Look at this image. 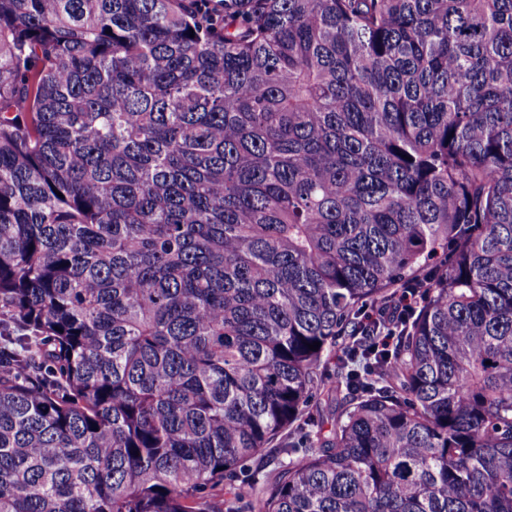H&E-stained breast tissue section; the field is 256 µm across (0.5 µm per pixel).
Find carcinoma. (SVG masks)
I'll return each instance as SVG.
<instances>
[{
    "label": "carcinoma",
    "mask_w": 512,
    "mask_h": 512,
    "mask_svg": "<svg viewBox=\"0 0 512 512\" xmlns=\"http://www.w3.org/2000/svg\"><path fill=\"white\" fill-rule=\"evenodd\" d=\"M264 453L251 512H512V0H0V512ZM426 288L421 284L404 286L397 298L382 305H371L363 309L360 323L372 329L378 336L377 348L389 352L390 345L398 335L400 325L413 312L416 305L425 297Z\"/></svg>",
    "instance_id": "carcinoma-1"
}]
</instances>
